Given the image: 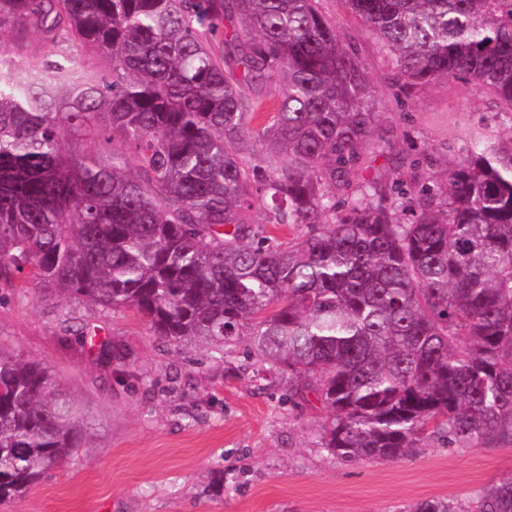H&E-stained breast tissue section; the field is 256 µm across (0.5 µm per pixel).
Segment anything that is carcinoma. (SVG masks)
Segmentation results:
<instances>
[{
  "instance_id": "carcinoma-1",
  "label": "carcinoma",
  "mask_w": 512,
  "mask_h": 512,
  "mask_svg": "<svg viewBox=\"0 0 512 512\" xmlns=\"http://www.w3.org/2000/svg\"><path fill=\"white\" fill-rule=\"evenodd\" d=\"M344 2L402 85L467 76L512 107V0ZM18 23L112 81L0 61V288L132 310L221 358L249 337L259 379L330 411L321 445L347 463L427 432L512 441V152L472 148L401 223L399 178L362 175L386 150L373 88L319 0H0V31ZM74 128L94 147L66 150ZM82 439L48 368L0 353V502ZM408 512H512V477ZM61 41L59 42L58 46V55L54 56L52 59L59 61V62H65V58L69 56H73L76 53L80 54L81 61L84 62V64L89 67L90 69H93L95 71L104 73L107 77H111L112 74V65L111 63L104 57L99 55H90L88 56L84 51H76V47H74L70 42L67 41L65 38H60Z\"/></svg>"
}]
</instances>
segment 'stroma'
<instances>
[{
  "mask_svg": "<svg viewBox=\"0 0 512 512\" xmlns=\"http://www.w3.org/2000/svg\"><path fill=\"white\" fill-rule=\"evenodd\" d=\"M375 90L380 156L367 178L446 176L466 149L512 150V108L467 79L398 90L395 56L350 13L323 0ZM46 46L24 26L0 32L16 67ZM247 339L223 358L155 336L131 311L108 312L67 295L0 299V352L37 360L83 410L71 458L0 512H408L428 497L469 506L512 476V443L448 446L431 435L405 459L346 463L322 448L329 413L313 395L287 402L257 376ZM122 353V361L105 351Z\"/></svg>",
  "mask_w": 512,
  "mask_h": 512,
  "instance_id": "stroma-1",
  "label": "stroma"
}]
</instances>
